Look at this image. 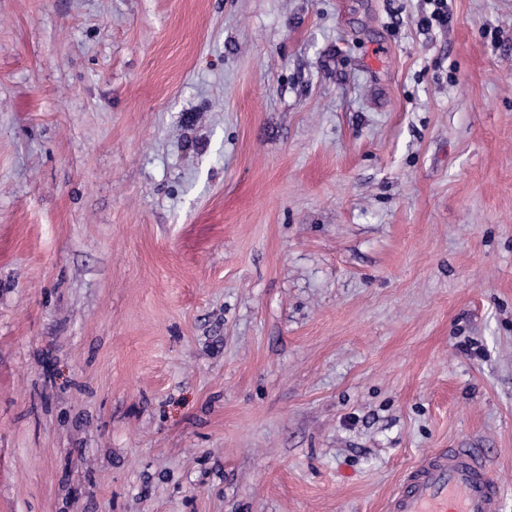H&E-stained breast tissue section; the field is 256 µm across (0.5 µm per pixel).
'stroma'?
I'll use <instances>...</instances> for the list:
<instances>
[{
	"instance_id": "35a3bbf8",
	"label": "stroma",
	"mask_w": 512,
	"mask_h": 512,
	"mask_svg": "<svg viewBox=\"0 0 512 512\" xmlns=\"http://www.w3.org/2000/svg\"><path fill=\"white\" fill-rule=\"evenodd\" d=\"M0 0V512H512V0ZM501 503L499 484L477 456L448 448L407 472L387 512H501Z\"/></svg>"
}]
</instances>
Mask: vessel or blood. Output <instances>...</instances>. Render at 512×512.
I'll use <instances>...</instances> for the list:
<instances>
[{
    "instance_id": "obj_1",
    "label": "vessel or blood",
    "mask_w": 512,
    "mask_h": 512,
    "mask_svg": "<svg viewBox=\"0 0 512 512\" xmlns=\"http://www.w3.org/2000/svg\"><path fill=\"white\" fill-rule=\"evenodd\" d=\"M502 493L476 455L459 448L426 455L407 472L387 512H501Z\"/></svg>"
}]
</instances>
